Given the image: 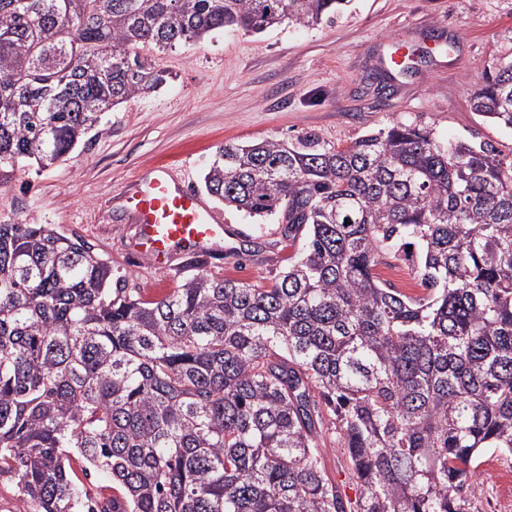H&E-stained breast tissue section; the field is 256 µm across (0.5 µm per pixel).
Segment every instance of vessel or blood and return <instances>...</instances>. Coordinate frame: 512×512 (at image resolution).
Segmentation results:
<instances>
[{
  "label": "vessel or blood",
  "instance_id": "obj_1",
  "mask_svg": "<svg viewBox=\"0 0 512 512\" xmlns=\"http://www.w3.org/2000/svg\"><path fill=\"white\" fill-rule=\"evenodd\" d=\"M127 204L139 226L141 254L160 261L183 251L204 260L222 258L231 229L198 193L173 183L166 168L136 181Z\"/></svg>",
  "mask_w": 512,
  "mask_h": 512
}]
</instances>
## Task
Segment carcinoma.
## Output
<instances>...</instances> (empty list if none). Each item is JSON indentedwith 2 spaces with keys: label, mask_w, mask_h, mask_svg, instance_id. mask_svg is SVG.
Instances as JSON below:
<instances>
[{
  "label": "carcinoma",
  "mask_w": 512,
  "mask_h": 512,
  "mask_svg": "<svg viewBox=\"0 0 512 512\" xmlns=\"http://www.w3.org/2000/svg\"><path fill=\"white\" fill-rule=\"evenodd\" d=\"M348 2L0 0V185L166 82L141 50ZM470 103L512 130V61ZM204 187L286 225L287 268L199 263L150 299L79 237L0 224V473L33 512H469L483 453L512 456V159L396 122L226 143ZM390 259L422 294L379 279ZM336 442L353 501L321 465Z\"/></svg>",
  "instance_id": "cac0c4a2"
}]
</instances>
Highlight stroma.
Masks as SVG:
<instances>
[{"label": "stroma", "instance_id": "35a3bbf8", "mask_svg": "<svg viewBox=\"0 0 512 512\" xmlns=\"http://www.w3.org/2000/svg\"><path fill=\"white\" fill-rule=\"evenodd\" d=\"M154 58L168 73L159 89L106 112L99 133L65 161L0 186V223L50 224L81 237L145 296L175 288L195 261L159 265L134 253L124 194L156 166L200 190L225 142L329 149L394 122L426 125L443 142L474 134L512 157V131L470 107L483 75L512 61V0H352L312 28L219 30ZM221 215L239 234L225 240L212 274L255 282L287 265L276 218ZM511 470L512 456L481 463L470 512H512L500 480Z\"/></svg>", "mask_w": 512, "mask_h": 512}]
</instances>
